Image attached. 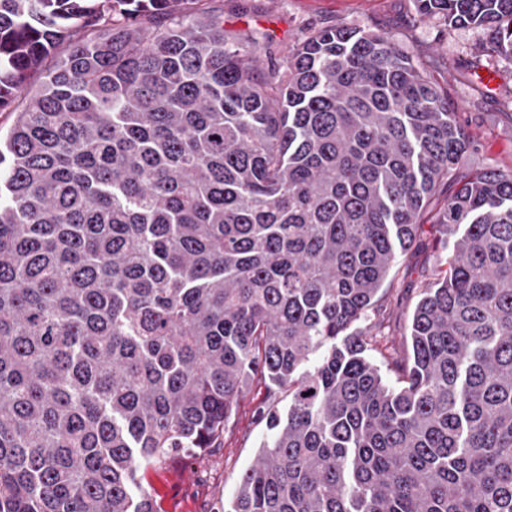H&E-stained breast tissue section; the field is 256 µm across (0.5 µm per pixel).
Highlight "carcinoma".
Here are the masks:
<instances>
[{
	"instance_id": "carcinoma-1",
	"label": "carcinoma",
	"mask_w": 512,
	"mask_h": 512,
	"mask_svg": "<svg viewBox=\"0 0 512 512\" xmlns=\"http://www.w3.org/2000/svg\"><path fill=\"white\" fill-rule=\"evenodd\" d=\"M416 6L512 59V0ZM0 112V512H157L139 470L254 383L223 512H512V174L448 190L472 138L393 35L275 59L211 0H0ZM428 221L391 383L351 328Z\"/></svg>"
}]
</instances>
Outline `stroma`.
Masks as SVG:
<instances>
[{"instance_id":"35a3bbf8","label":"stroma","mask_w":512,"mask_h":512,"mask_svg":"<svg viewBox=\"0 0 512 512\" xmlns=\"http://www.w3.org/2000/svg\"><path fill=\"white\" fill-rule=\"evenodd\" d=\"M212 6L223 12L227 30L273 31L279 55L312 26L342 24L394 35L403 47L433 61L437 79L455 103L458 123L473 137L459 159V177L482 170L512 174V60L487 52L485 30L451 29L436 18L412 25L414 0H213ZM436 238L434 228L424 225L421 246L398 257L380 293L384 329L369 352L379 366L407 353L419 291L448 255ZM265 397L264 387L248 390L213 447L140 472L158 512H221L267 434L258 413Z\"/></svg>"}]
</instances>
